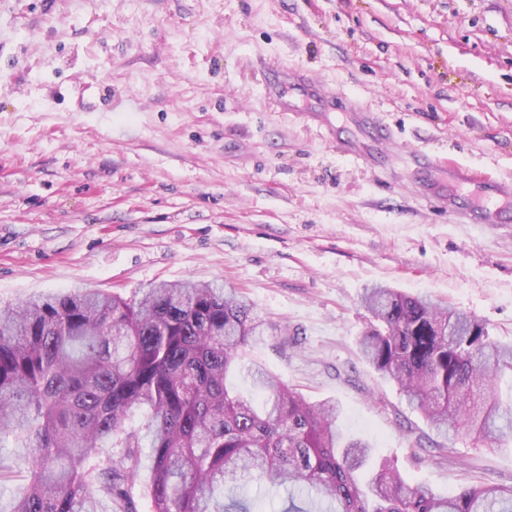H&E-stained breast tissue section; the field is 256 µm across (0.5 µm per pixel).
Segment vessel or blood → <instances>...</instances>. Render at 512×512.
Returning a JSON list of instances; mask_svg holds the SVG:
<instances>
[{"label": "vessel or blood", "mask_w": 512, "mask_h": 512, "mask_svg": "<svg viewBox=\"0 0 512 512\" xmlns=\"http://www.w3.org/2000/svg\"><path fill=\"white\" fill-rule=\"evenodd\" d=\"M266 95L279 111H294L295 100L306 102L309 111L333 107L352 112L365 133L363 141L349 150L358 159L392 141L377 113L347 95L325 90L315 77L283 61L271 62L262 70ZM417 175L425 189L424 199L434 209L462 214L473 224H508L512 222V184L495 179L479 170L454 163H443L421 156Z\"/></svg>", "instance_id": "1"}]
</instances>
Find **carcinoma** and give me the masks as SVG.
Instances as JSON below:
<instances>
[{"mask_svg":"<svg viewBox=\"0 0 512 512\" xmlns=\"http://www.w3.org/2000/svg\"><path fill=\"white\" fill-rule=\"evenodd\" d=\"M375 323L364 359L396 383L436 433L512 440V344L477 318L430 297L364 290ZM254 304L217 281L151 283L131 298L92 288L0 306V493L11 512H257L224 490L284 488L283 512L315 496L324 512H512V488L462 486L447 496L410 484L373 447L343 435L341 409L310 402L259 365L252 396L227 385L251 340L270 329ZM274 331L283 336L288 329ZM120 449L112 455V449Z\"/></svg>","mask_w":512,"mask_h":512,"instance_id":"1","label":"carcinoma"}]
</instances>
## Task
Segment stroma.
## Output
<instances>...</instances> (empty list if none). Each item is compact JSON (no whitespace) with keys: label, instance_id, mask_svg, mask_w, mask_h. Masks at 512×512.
Wrapping results in <instances>:
<instances>
[{"label":"stroma","instance_id":"obj_1","mask_svg":"<svg viewBox=\"0 0 512 512\" xmlns=\"http://www.w3.org/2000/svg\"><path fill=\"white\" fill-rule=\"evenodd\" d=\"M279 59L396 133L364 161L271 111ZM512 182V0H0V303L224 281L288 328L246 362L335 400L413 483L512 486V443L441 444L360 355L366 286L427 293L512 343V224L419 198L420 153Z\"/></svg>","mask_w":512,"mask_h":512}]
</instances>
